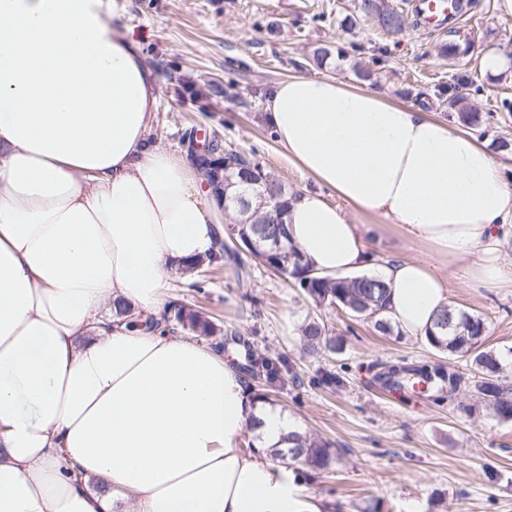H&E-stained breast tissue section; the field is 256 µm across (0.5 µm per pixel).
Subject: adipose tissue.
<instances>
[{
    "label": "adipose tissue",
    "mask_w": 512,
    "mask_h": 512,
    "mask_svg": "<svg viewBox=\"0 0 512 512\" xmlns=\"http://www.w3.org/2000/svg\"><path fill=\"white\" fill-rule=\"evenodd\" d=\"M157 87L106 0H0V512H312L270 456L288 414L223 352L119 312L160 316L176 270L220 251L223 198L147 139ZM265 109L287 160L337 197L288 194L312 269L376 267L394 224L504 285L512 182L455 117L322 76L277 81ZM378 269L389 317L425 335L441 275Z\"/></svg>",
    "instance_id": "ef3b65f1"
}]
</instances>
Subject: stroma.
I'll return each mask as SVG.
<instances>
[{"label":"stroma","mask_w":512,"mask_h":512,"mask_svg":"<svg viewBox=\"0 0 512 512\" xmlns=\"http://www.w3.org/2000/svg\"><path fill=\"white\" fill-rule=\"evenodd\" d=\"M123 24L138 38L145 63L158 75V104L148 137L173 152L187 148L185 130L219 136L227 147L259 160L289 189L332 200L289 163L261 115L277 81L330 76L376 91L388 101L448 117V89L459 86L482 121L470 132L512 180V156L497 151L512 142V70L484 71V53L512 59V8L505 0H475L457 34L432 32L407 18L401 34L385 35L359 16L355 0H116ZM471 39L455 58L440 47ZM319 47L330 55L309 65ZM377 264L396 256L432 260L449 284L451 303L481 317L487 346L512 354V288H473L468 262L434 260L423 243L385 225L375 246ZM215 275L204 293L173 279L168 295L201 306L225 332L257 355L286 358L300 380L274 398L306 430L331 441L339 454L332 472L308 480L293 475L317 512H512V421L500 420L473 395L476 377L466 359L430 348L424 337L402 330L382 335L334 306L315 305L292 281L244 257ZM322 319L342 351L311 356L300 342L307 317ZM428 366L457 377L443 400L395 390L382 380V363ZM336 374L331 387L313 385L321 372Z\"/></svg>","instance_id":"obj_1"}]
</instances>
